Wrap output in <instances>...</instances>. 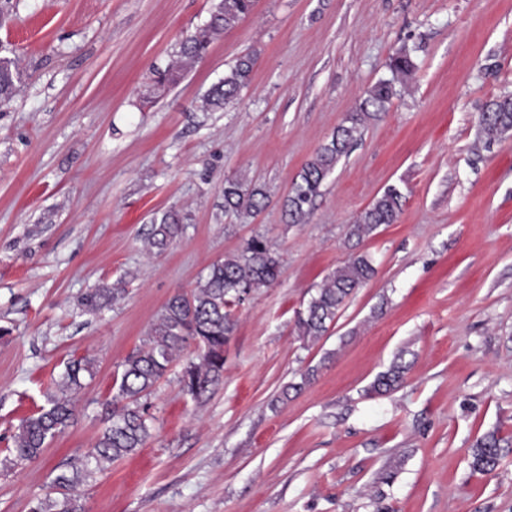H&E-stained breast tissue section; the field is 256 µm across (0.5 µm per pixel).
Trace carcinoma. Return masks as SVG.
<instances>
[{"label":"carcinoma","mask_w":512,"mask_h":512,"mask_svg":"<svg viewBox=\"0 0 512 512\" xmlns=\"http://www.w3.org/2000/svg\"><path fill=\"white\" fill-rule=\"evenodd\" d=\"M254 0H219L205 27L186 36L177 58L163 70L155 71L154 87L164 91L198 64L207 53L210 37L236 27L253 9ZM255 60L250 56L237 59L234 66L204 96L211 110L222 109L236 100L251 80ZM393 77L408 76L415 65L405 52L390 63ZM22 83V70L17 60L0 57V106L8 104ZM395 94L392 80L373 84L360 103L340 125L331 139L323 144L293 179L282 208L290 224L307 222L326 176L348 154L367 120L386 111ZM483 137L490 142L512 132V98L489 102L480 115ZM266 192L248 187L239 179L224 182V211L239 216H252L265 206ZM403 208L401 192L389 187L348 225L347 238L361 242L384 224L397 222ZM182 218L167 212L153 219L148 238L150 246L162 250L181 232ZM282 263L281 255L268 240L256 235L243 249L210 267L204 282L189 294L176 293L164 305L143 345L128 355L122 364L120 382L112 396V413L108 425L93 450L70 461L52 480L53 493L35 497L29 512H85L79 487L105 470L106 465L126 458L144 446L150 437L149 406L143 402L165 376L179 354L189 345L196 346L199 362L188 363L182 371L181 384L195 400H201L224 379V344L234 331L230 310L243 304L257 289L273 283ZM375 274V268L364 254H354L330 274L306 308L298 313L301 335L310 340L323 336L328 324L354 290ZM124 289L97 288L83 298L89 308H101L114 301ZM407 365L395 362L379 373L368 392L388 393L403 383ZM92 372L86 358L69 362L59 383L60 395L50 406L23 419L13 435V462L16 464L38 458L48 442L63 433L74 419L72 394L83 388L81 374ZM504 448L496 433L485 434L471 451L470 467L477 473L494 470Z\"/></svg>","instance_id":"obj_1"}]
</instances>
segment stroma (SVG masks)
<instances>
[{"mask_svg": "<svg viewBox=\"0 0 512 512\" xmlns=\"http://www.w3.org/2000/svg\"><path fill=\"white\" fill-rule=\"evenodd\" d=\"M216 2L0 0V56L25 71L0 106V512H28L62 461L94 447L121 364L165 302L256 233L281 273L233 308L223 382L200 401L183 391L188 346L148 398L144 447L80 487L86 512H512V450L491 473L469 467L484 434L512 443V135L478 138L485 104L512 95V0H255L152 94L154 69ZM403 51L413 75L308 222L286 223L293 179ZM248 53L238 100L202 111ZM233 177L267 192L254 217L225 215ZM391 185L397 223L352 245L347 225ZM168 210L181 234L147 251ZM356 251L374 276L309 342L298 312ZM116 284L120 300L84 308ZM82 357L94 376L74 423L39 459L9 463L21 419ZM398 358L403 386L370 393Z\"/></svg>", "mask_w": 512, "mask_h": 512, "instance_id": "stroma-1", "label": "stroma"}]
</instances>
